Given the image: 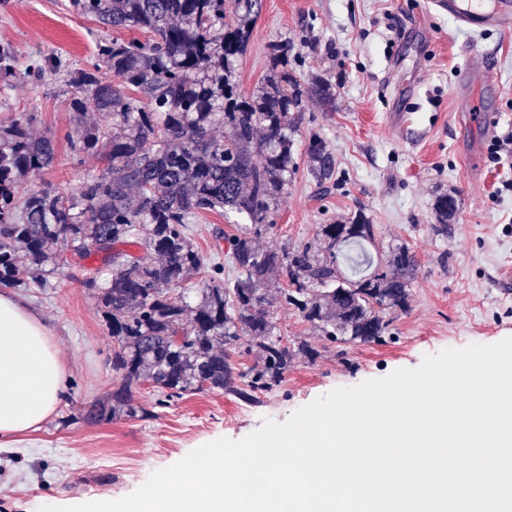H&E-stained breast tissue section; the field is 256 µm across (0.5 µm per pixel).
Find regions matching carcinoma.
Here are the masks:
<instances>
[{"mask_svg":"<svg viewBox=\"0 0 512 512\" xmlns=\"http://www.w3.org/2000/svg\"><path fill=\"white\" fill-rule=\"evenodd\" d=\"M262 2L235 0L228 11L224 0H71L80 14L129 33L99 41L79 68L60 55L26 67L29 76L45 64L72 89L69 148L100 159L72 194L48 183L24 190L30 175L54 165L55 137L33 136L28 119L0 129V286L24 285L34 268L52 263L50 243L79 261L101 258L83 284L95 291L118 344L112 368L123 383L94 407L93 422L147 416L134 401L144 383L169 397L208 387L254 399L257 386L240 387L244 374L230 363L228 347L242 335L259 338L263 373L280 381L293 351L271 339L265 307L273 288L332 341L370 343L385 329L380 312L407 305L416 268L407 247L391 249L384 270L345 274L342 247L376 242L361 213L348 224L321 225L316 247L257 244L299 169L294 146L304 100L332 102L327 81L302 84L288 73L284 44L272 46V71L261 84L249 95L239 91L236 62ZM18 75L15 52L1 45L0 85ZM90 110L106 123H88ZM307 158L317 183L333 178L336 158L325 142L311 138ZM454 209V198L437 199L440 229ZM211 213L244 226L217 235L225 245L205 254L191 225ZM138 244L142 256L129 250ZM204 266L208 282L187 287Z\"/></svg>","mask_w":512,"mask_h":512,"instance_id":"obj_1","label":"carcinoma"}]
</instances>
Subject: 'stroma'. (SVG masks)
<instances>
[{
  "instance_id": "stroma-1",
  "label": "stroma",
  "mask_w": 512,
  "mask_h": 512,
  "mask_svg": "<svg viewBox=\"0 0 512 512\" xmlns=\"http://www.w3.org/2000/svg\"><path fill=\"white\" fill-rule=\"evenodd\" d=\"M418 15L431 38L418 56L401 57L402 25ZM102 33L70 0H0V44H10L23 65L51 53L85 64ZM277 43L287 44L288 71L297 80L317 76L331 84V104L305 100L295 153L303 165L310 138L319 137L336 157V173L323 191L299 170L260 245L298 249L316 243L321 225L364 213L376 228L375 261H384L392 245L408 246L417 258L407 307L384 311L383 335L360 344L331 341L296 308L273 304L266 310L273 336L293 358L271 389L251 401L220 389L168 400L145 384L135 402L149 417L95 423L88 410L123 382L112 368L116 342L81 267L61 244H49L55 264L34 272L15 294L51 328L69 389L37 432L0 447V512L123 497L195 448L243 438L266 418L285 421L334 388L416 368L446 348L512 337V283L502 278L512 270V151L496 156L484 149L481 171L473 173L466 157L482 130L455 109L467 53L488 51L496 62L485 105L497 117L499 136L512 133V34L470 33L435 13L432 0H264L237 63L242 93L269 73ZM413 82L419 95L407 102L404 125H390L394 101ZM70 95L48 67L0 91L1 129L31 114L32 134L58 141L54 166L27 179L29 190L48 182L71 191L100 165L69 149ZM442 194L456 201L444 232L433 209Z\"/></svg>"
}]
</instances>
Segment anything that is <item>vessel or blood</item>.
I'll list each match as a JSON object with an SVG mask.
<instances>
[{
  "instance_id": "1",
  "label": "vessel or blood",
  "mask_w": 512,
  "mask_h": 512,
  "mask_svg": "<svg viewBox=\"0 0 512 512\" xmlns=\"http://www.w3.org/2000/svg\"><path fill=\"white\" fill-rule=\"evenodd\" d=\"M438 13L448 15L455 23L475 34L486 31H512V0H435ZM493 67L492 56L476 53L470 58L458 91L457 108L473 113L483 125L486 138H493L496 125L491 112L483 109L482 101L472 92V84H488Z\"/></svg>"
}]
</instances>
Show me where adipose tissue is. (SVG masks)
I'll use <instances>...</instances> for the list:
<instances>
[{"label": "adipose tissue", "mask_w": 512, "mask_h": 512, "mask_svg": "<svg viewBox=\"0 0 512 512\" xmlns=\"http://www.w3.org/2000/svg\"><path fill=\"white\" fill-rule=\"evenodd\" d=\"M68 385L49 327L12 293L0 291V444L37 430Z\"/></svg>", "instance_id": "obj_1"}]
</instances>
